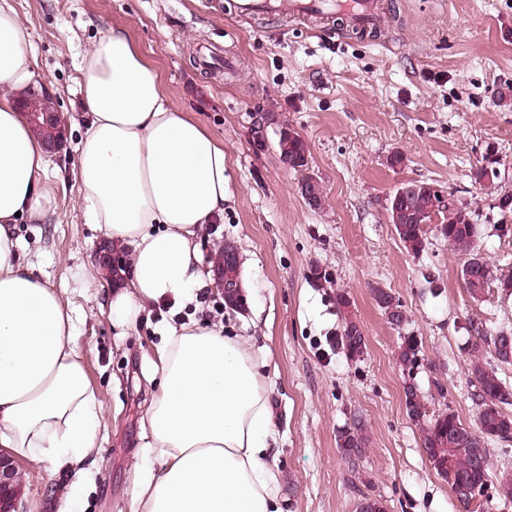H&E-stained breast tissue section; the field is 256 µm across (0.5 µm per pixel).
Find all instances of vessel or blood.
<instances>
[{"label": "vessel or blood", "mask_w": 512, "mask_h": 512, "mask_svg": "<svg viewBox=\"0 0 512 512\" xmlns=\"http://www.w3.org/2000/svg\"><path fill=\"white\" fill-rule=\"evenodd\" d=\"M233 8L242 16L288 12L302 18L347 19L358 28L379 25L381 0H235Z\"/></svg>", "instance_id": "b4317fda"}]
</instances>
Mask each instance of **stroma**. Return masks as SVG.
<instances>
[{"mask_svg":"<svg viewBox=\"0 0 512 512\" xmlns=\"http://www.w3.org/2000/svg\"><path fill=\"white\" fill-rule=\"evenodd\" d=\"M31 35L30 64L54 90L67 146L46 180L45 223H22L24 243L40 245L41 275L80 312L77 349L103 408L98 452L79 512H132L133 464L141 422L157 391L155 349L166 324L223 322L266 361L276 424L282 512H358L363 496L386 512H512L499 499L463 508L426 458L404 404L412 383L429 414L454 411L473 424L478 407L467 366L470 324L512 328V296L490 287L474 300L459 273L462 256L426 225L423 252L408 251L386 212L401 183L423 181L475 211L477 245L498 272L512 274V238L494 208L512 192V0H388L375 38L342 35L336 24L294 17L235 15L230 0H9ZM160 73L172 104L223 140L224 220L209 225L204 260L237 245L248 281L245 309L225 307L216 288L181 309L151 307L117 335L105 292L82 280L101 277V237L83 221L72 171L84 129L79 62L112 26ZM267 112L308 143L310 176L326 202L311 209L301 175L274 150L255 152L250 115ZM404 162L391 167L393 154ZM495 159L493 184L472 172ZM327 280L314 283L312 267ZM402 302L406 320L390 325L371 290ZM348 293L367 346L357 359L332 344L341 332L337 291ZM419 354L400 367L404 337ZM367 446L349 463L338 446L354 418ZM26 512H61L69 474L51 461H16Z\"/></svg>","mask_w":512,"mask_h":512,"instance_id":"obj_1","label":"stroma"}]
</instances>
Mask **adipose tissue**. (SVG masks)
I'll return each instance as SVG.
<instances>
[{"label": "adipose tissue", "instance_id": "1", "mask_svg": "<svg viewBox=\"0 0 512 512\" xmlns=\"http://www.w3.org/2000/svg\"><path fill=\"white\" fill-rule=\"evenodd\" d=\"M30 34L0 0V447L72 471L96 450L102 410L77 350L78 314L25 260L16 226L43 222L51 160L19 111L34 78ZM87 115L73 177L86 223L130 250L106 290L113 328L148 306L195 303L212 284L201 240L224 218V143L174 108L126 30L108 31L79 64ZM151 435L133 465L132 512H280L270 454L276 429L266 365L222 325H166Z\"/></svg>", "mask_w": 512, "mask_h": 512}]
</instances>
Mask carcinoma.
Instances as JSON below:
<instances>
[{"label":"carcinoma","mask_w":512,"mask_h":512,"mask_svg":"<svg viewBox=\"0 0 512 512\" xmlns=\"http://www.w3.org/2000/svg\"><path fill=\"white\" fill-rule=\"evenodd\" d=\"M276 151L280 160L296 172L308 170L309 150L304 138L289 128L279 130ZM386 211L388 221L393 225L403 246L413 253H419L426 246L424 225L432 218L442 216L439 234L448 241L456 252L464 256V265L474 266L473 278L463 279L464 288L472 298L479 300L486 288L495 281L506 294H512V275L497 277L495 269L477 249L479 227L474 222L471 211L459 205L453 197L442 204L436 194L425 183H420L418 190L412 194H399L394 190L387 198ZM474 341L470 348L467 373L477 389L478 412L475 424H463L452 410L432 417L426 408L418 407L413 401L407 404L408 415L418 426L420 441L430 457L437 461L440 476L448 482L458 501L469 506L473 501L488 495L493 490L497 498L512 502V481L504 482V476L493 474L490 465L488 443L512 442V415L504 411V406L512 405V388L498 375V369L485 361V353L502 365H512V329L503 328L492 332L482 323H471ZM337 344L349 357L362 355L366 349L365 336H350L340 333ZM418 347L411 338L399 347L397 360L403 366L412 365L417 360ZM346 441L339 442V448L355 453L364 452L366 447L365 426L359 419L342 434ZM481 447L483 465L473 466L469 449Z\"/></svg>","instance_id":"obj_1"}]
</instances>
